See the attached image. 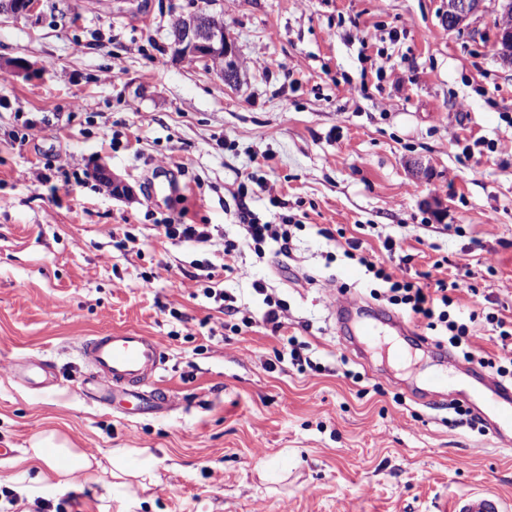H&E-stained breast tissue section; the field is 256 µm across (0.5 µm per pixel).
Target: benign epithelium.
I'll list each match as a JSON object with an SVG mask.
<instances>
[{"label":"benign epithelium","mask_w":512,"mask_h":512,"mask_svg":"<svg viewBox=\"0 0 512 512\" xmlns=\"http://www.w3.org/2000/svg\"><path fill=\"white\" fill-rule=\"evenodd\" d=\"M444 20L450 29L461 27L470 17L480 12L484 0H447ZM171 47L180 59L203 62L210 65L224 61L218 75L231 87L240 80L237 51L234 41L224 29L220 14L198 16L191 14L181 18L180 25L171 31ZM498 53L500 58L512 60V3L505 2L498 20Z\"/></svg>","instance_id":"benign-epithelium-1"}]
</instances>
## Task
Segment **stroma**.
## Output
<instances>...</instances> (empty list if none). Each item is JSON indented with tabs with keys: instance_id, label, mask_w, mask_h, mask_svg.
<instances>
[{
	"instance_id": "obj_1",
	"label": "stroma",
	"mask_w": 512,
	"mask_h": 512,
	"mask_svg": "<svg viewBox=\"0 0 512 512\" xmlns=\"http://www.w3.org/2000/svg\"><path fill=\"white\" fill-rule=\"evenodd\" d=\"M36 2L0 15V62L28 65L0 83V446L15 451L0 460V512H442L465 490L512 498V452L446 399H411L415 377L384 352L349 353L329 308L370 304L377 283L344 248L383 261L389 235L408 276L458 282L474 356L501 355L485 315L512 320L503 0L454 30L444 0ZM203 10L224 16L236 87L173 56L172 23ZM267 58L279 68H260ZM167 181L176 193L151 196ZM245 213L294 216L288 256L244 246L228 264L157 239L180 217L238 240ZM127 232L138 249L122 247ZM268 296L282 303L277 335L258 320ZM245 315L253 326L234 331ZM111 330L161 341L169 413L129 418L75 394L78 337ZM286 336L322 374L276 361ZM28 355L53 362L54 385L17 378ZM49 430L99 459L126 450L152 477L132 500L108 483L60 487L25 456Z\"/></svg>"
}]
</instances>
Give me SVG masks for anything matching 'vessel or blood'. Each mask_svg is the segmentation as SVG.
Instances as JSON below:
<instances>
[{
    "label": "vessel or blood",
    "mask_w": 512,
    "mask_h": 512,
    "mask_svg": "<svg viewBox=\"0 0 512 512\" xmlns=\"http://www.w3.org/2000/svg\"><path fill=\"white\" fill-rule=\"evenodd\" d=\"M334 311L339 327L366 342L386 345L377 325L357 319V304L339 302ZM79 351L88 368L75 388L80 398L108 407L115 396L123 395L135 402L140 414L160 416L170 411L171 400L156 381L165 361L156 337L134 330L110 331L80 339ZM468 372L475 380L468 389H451L446 374L436 371L427 375L428 390L446 392L451 401L474 409L493 436L511 447L512 386L477 366ZM50 373L47 362L38 358H24L17 365L18 378L38 389L50 385ZM452 512H512V502L488 490H471L454 496Z\"/></svg>",
    "instance_id": "obj_1"
}]
</instances>
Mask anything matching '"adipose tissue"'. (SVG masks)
<instances>
[{"mask_svg":"<svg viewBox=\"0 0 512 512\" xmlns=\"http://www.w3.org/2000/svg\"><path fill=\"white\" fill-rule=\"evenodd\" d=\"M34 460L43 463L49 472L56 476L59 483L74 486L77 482L92 483L102 468H109L115 479L132 476L133 470L128 463V454L123 450L113 451L106 463L92 462L85 454L54 444L52 438H45L32 449Z\"/></svg>","mask_w":512,"mask_h":512,"instance_id":"obj_1","label":"adipose tissue"}]
</instances>
